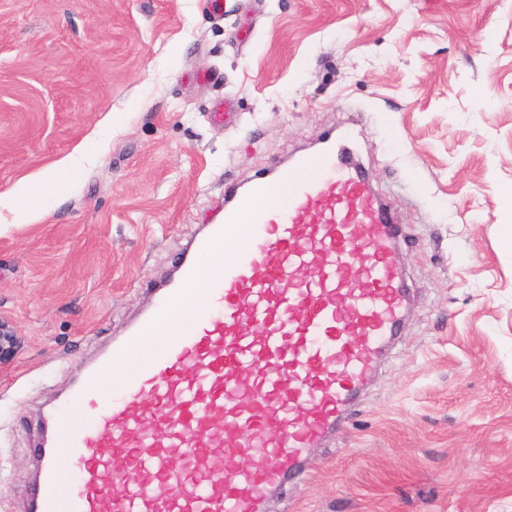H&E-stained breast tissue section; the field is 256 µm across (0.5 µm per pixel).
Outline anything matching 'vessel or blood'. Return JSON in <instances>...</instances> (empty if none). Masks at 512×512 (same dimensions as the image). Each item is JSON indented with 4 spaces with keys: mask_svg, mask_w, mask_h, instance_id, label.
I'll return each mask as SVG.
<instances>
[{
    "mask_svg": "<svg viewBox=\"0 0 512 512\" xmlns=\"http://www.w3.org/2000/svg\"><path fill=\"white\" fill-rule=\"evenodd\" d=\"M326 141L229 189L223 223L194 243L197 256L232 243L222 278L203 280L197 256L185 258L70 390L42 443L31 512H267L271 493L345 426L408 295L398 229L335 135ZM281 184L284 199L240 223ZM197 284L203 303L171 320Z\"/></svg>",
    "mask_w": 512,
    "mask_h": 512,
    "instance_id": "b4317fda",
    "label": "vessel or blood"
}]
</instances>
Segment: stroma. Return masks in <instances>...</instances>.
Instances as JSON below:
<instances>
[{
    "label": "stroma",
    "instance_id": "stroma-1",
    "mask_svg": "<svg viewBox=\"0 0 512 512\" xmlns=\"http://www.w3.org/2000/svg\"><path fill=\"white\" fill-rule=\"evenodd\" d=\"M0 0V512L44 412L150 304L224 190L333 129L387 202L402 338L268 512H512V0ZM59 171L47 172L43 177L21 184L13 192L0 195V206L28 214L31 220L48 209L49 201L57 191ZM23 344L11 321L0 317V370L8 368Z\"/></svg>",
    "mask_w": 512,
    "mask_h": 512
}]
</instances>
